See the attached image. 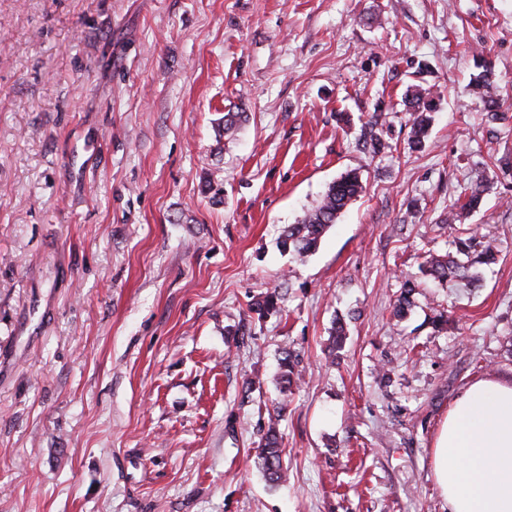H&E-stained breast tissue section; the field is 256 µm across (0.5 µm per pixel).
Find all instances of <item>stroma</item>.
I'll return each mask as SVG.
<instances>
[{"instance_id": "stroma-1", "label": "stroma", "mask_w": 512, "mask_h": 512, "mask_svg": "<svg viewBox=\"0 0 512 512\" xmlns=\"http://www.w3.org/2000/svg\"><path fill=\"white\" fill-rule=\"evenodd\" d=\"M412 85L440 96L419 151ZM351 169L293 261L282 230ZM484 171L495 264L396 321ZM481 378L512 380V0H0V512H443L434 438ZM477 67L481 68V71L473 77L474 92L481 98L487 118L499 120L502 118V112H499L500 99L497 94V80L494 71L486 60H483ZM363 182L357 170H348L332 182L319 203L307 210L284 231L281 246L297 260H303L318 247L325 233L336 223L339 215L363 191ZM400 293L392 304L391 314L394 318L401 320L406 317L414 305V295L420 284L412 277L404 278L400 287ZM283 452L278 439L275 423L272 422L262 438L258 459L267 478L272 483L280 481L284 474Z\"/></svg>"}]
</instances>
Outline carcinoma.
<instances>
[{"mask_svg":"<svg viewBox=\"0 0 512 512\" xmlns=\"http://www.w3.org/2000/svg\"><path fill=\"white\" fill-rule=\"evenodd\" d=\"M478 67L481 71L473 77L472 85L475 93L481 98L487 118L499 120L502 118L500 99L497 94V80L491 64L484 60ZM405 99L410 109L411 124L408 138L409 148L413 151L422 149L429 135L433 122V112L436 102L431 92L422 90H407ZM490 189V180L482 174L466 183L461 191V202L458 211L452 215L448 223L453 224L479 209L485 194ZM363 191L361 176L356 170H348L332 182L319 203L307 210L295 224L288 225L284 231L281 246L297 260H303L318 247L325 233L336 223L339 215ZM454 251L440 256L428 253L423 256L419 265L420 273L425 276L446 282L453 278L468 283L481 280L478 268L495 262L497 251L492 241L484 243L463 230L452 241ZM420 284L408 277L402 281L400 293L392 304L391 314L401 320L406 317L414 305V295ZM249 312L262 319L281 310L279 296L269 292L249 304ZM297 363L291 354L284 353L280 359L281 383L283 389H288L293 383ZM283 452L278 439L275 424H270L262 438L259 460L269 481L276 483L284 474Z\"/></svg>","mask_w":512,"mask_h":512,"instance_id":"obj_1","label":"carcinoma"}]
</instances>
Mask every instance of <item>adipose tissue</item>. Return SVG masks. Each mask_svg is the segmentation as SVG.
<instances>
[{"label":"adipose tissue","mask_w":512,"mask_h":512,"mask_svg":"<svg viewBox=\"0 0 512 512\" xmlns=\"http://www.w3.org/2000/svg\"><path fill=\"white\" fill-rule=\"evenodd\" d=\"M446 512H512V382L470 383L432 448Z\"/></svg>","instance_id":"1"}]
</instances>
